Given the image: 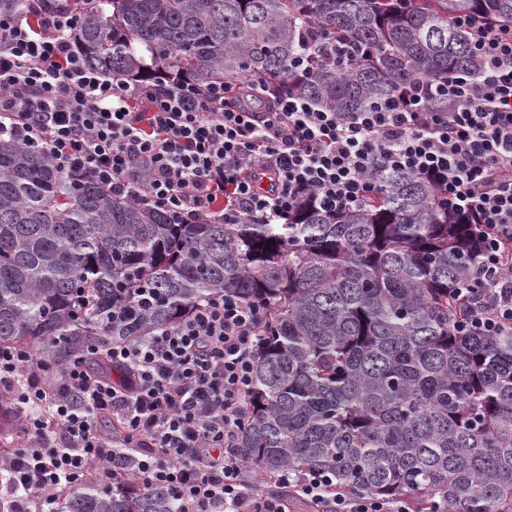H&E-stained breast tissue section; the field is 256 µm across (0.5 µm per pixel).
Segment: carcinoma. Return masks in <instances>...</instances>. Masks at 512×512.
<instances>
[{
    "mask_svg": "<svg viewBox=\"0 0 512 512\" xmlns=\"http://www.w3.org/2000/svg\"><path fill=\"white\" fill-rule=\"evenodd\" d=\"M86 64L141 86L264 79L336 112L375 108L483 62L458 17L512 25V0H68ZM308 55L311 65L295 68ZM365 204L308 198L275 223L164 212L0 138V347L108 366L133 341L234 294L264 308L237 447L249 472H328L338 492L425 512H512V324L464 333L472 225L409 172ZM168 492L83 484L59 512H174Z\"/></svg>",
    "mask_w": 512,
    "mask_h": 512,
    "instance_id": "cac0c4a2",
    "label": "carcinoma"
}]
</instances>
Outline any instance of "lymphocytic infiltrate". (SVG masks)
Segmentation results:
<instances>
[{
  "instance_id": "1",
  "label": "lymphocytic infiltrate",
  "mask_w": 512,
  "mask_h": 512,
  "mask_svg": "<svg viewBox=\"0 0 512 512\" xmlns=\"http://www.w3.org/2000/svg\"><path fill=\"white\" fill-rule=\"evenodd\" d=\"M26 2L25 13L0 11V136L31 141L62 170L181 222H270L309 195L334 209L359 206L379 173L412 172L484 244L474 275L485 289L459 291L473 301L464 329L512 323V25L459 18L483 61L480 78L456 74L368 112L318 109L284 92L254 112L229 83L133 87L91 70L70 40L80 15ZM431 95L447 97L448 111H430ZM263 317L224 294L137 341L103 342L115 381L0 348V394L23 428L0 463L15 512H44L89 478L112 486L132 477L167 489L176 512H292L294 500L312 512H413L404 499L328 497L322 473L283 477L284 497L246 486L234 444Z\"/></svg>"
}]
</instances>
